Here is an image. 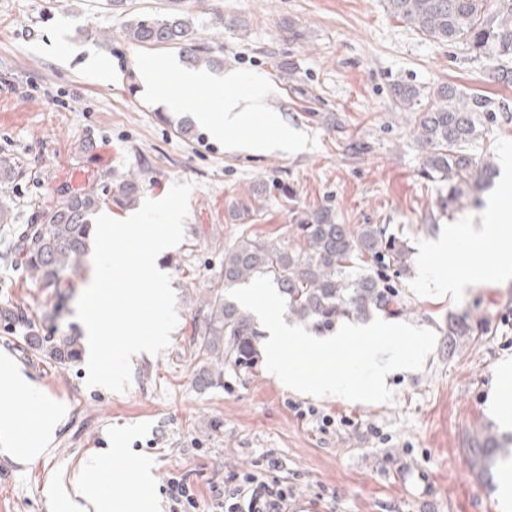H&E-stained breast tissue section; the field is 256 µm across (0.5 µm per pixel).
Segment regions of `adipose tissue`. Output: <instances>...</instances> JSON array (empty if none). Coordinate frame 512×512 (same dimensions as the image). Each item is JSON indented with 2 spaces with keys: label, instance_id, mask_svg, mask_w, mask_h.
<instances>
[{
  "label": "adipose tissue",
  "instance_id": "obj_1",
  "mask_svg": "<svg viewBox=\"0 0 512 512\" xmlns=\"http://www.w3.org/2000/svg\"><path fill=\"white\" fill-rule=\"evenodd\" d=\"M176 79L188 88V95L173 97L167 84L158 81L153 69L144 67L139 71V81L144 92L162 101L172 110L188 113L191 120L205 129L213 138L226 139L227 149L246 150L257 154L299 149V141L290 136L278 112L266 107L265 101L272 94L273 88L262 76L244 73L237 69L225 70L224 74L219 76L207 71L181 67L177 70ZM196 88L221 91L223 99L220 106L216 108L200 106L197 97L192 94L193 89ZM256 123L263 125V135L245 136V129ZM232 130L242 131V138L227 140L226 135ZM510 277H512V258L506 256L499 260L495 268L472 264L453 277L448 276L442 269H434L429 283L433 287L453 291L466 283H480L491 278ZM41 410L44 415V425L36 439L20 438L9 424L0 422V442L10 446L12 452L20 457L43 454V444L53 434L64 410L61 405L49 399L42 400ZM104 469V462L92 457L85 460L73 472L69 484H48L43 495L53 512H81L67 492L68 486L71 485L80 490L82 497L91 503L94 512H113L111 496L102 493L100 488L101 473Z\"/></svg>",
  "mask_w": 512,
  "mask_h": 512
}]
</instances>
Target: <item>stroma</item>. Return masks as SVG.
Wrapping results in <instances>:
<instances>
[{
	"instance_id": "35a3bbf8",
	"label": "stroma",
	"mask_w": 512,
	"mask_h": 512,
	"mask_svg": "<svg viewBox=\"0 0 512 512\" xmlns=\"http://www.w3.org/2000/svg\"><path fill=\"white\" fill-rule=\"evenodd\" d=\"M174 11L225 66L268 79L269 103L299 150L229 151L203 129L179 133L188 114L147 97L138 79L141 59L154 57L170 81L179 50L124 36L132 17ZM91 53L111 65V82L85 68ZM397 80L453 83L512 106V86L488 83L479 62L416 35L383 0H0V196L11 207L0 245L62 197L90 186L111 197L130 173L144 200L194 185L185 238L158 259L178 324L166 349L132 357L127 391L87 386L83 361L45 359L0 324V353L67 412L41 456L0 448V512H47L45 485L69 480L89 456L116 470L145 459L141 492L156 512H168L175 475L196 490V512H220L210 486L265 471L271 456L281 463L275 478L295 492L290 512H497L498 473L481 477L466 450L491 436L512 454V429L488 407L499 364L512 360V280L432 288L423 254L442 235L476 233L497 187H465L452 204L447 188L419 177L415 115L393 101ZM258 185L263 210L251 231L294 241L301 216L327 207L340 223L386 224L407 240V269L391 277L406 306L400 319L433 329L437 343L422 370L386 376L394 402L304 395L262 365L225 372L220 388L197 386L199 303L223 274L225 247L247 229L228 220L230 204ZM92 277L87 262L67 271L65 287L46 288L0 259V309L23 310L46 337L82 336L76 301Z\"/></svg>"
}]
</instances>
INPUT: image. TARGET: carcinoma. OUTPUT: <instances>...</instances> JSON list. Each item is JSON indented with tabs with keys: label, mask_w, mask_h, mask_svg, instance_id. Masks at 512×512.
<instances>
[{
	"label": "carcinoma",
	"mask_w": 512,
	"mask_h": 512,
	"mask_svg": "<svg viewBox=\"0 0 512 512\" xmlns=\"http://www.w3.org/2000/svg\"><path fill=\"white\" fill-rule=\"evenodd\" d=\"M387 12L417 35L434 42L463 46L482 63L489 80L512 85V0H385ZM125 37L150 47L178 48L195 66L221 65L197 41L188 17L180 13L138 16L125 25ZM396 105L416 114V140L423 149L421 174L448 185L454 201L461 185H483L496 172L491 161H478L469 146L494 134L498 113L507 108L495 99L441 83L425 92L402 81L391 85ZM142 179L126 176L117 201L130 204L141 192ZM262 191L231 205L229 219L251 224L260 212ZM105 198L91 187L65 197L27 225L21 237L8 244L3 257H13L46 288H59L62 273L79 269L91 236V216ZM301 239L294 245L277 237L249 233L224 249V275L207 289L199 305L192 344L199 360L197 385L203 389L224 385V371L248 373L261 363L260 332L255 316L228 297V292L260 275L269 276L293 319L326 330L339 318L363 317L372 312L400 315L405 309L387 271L406 269L408 243L387 234L379 224H362L352 231L323 207L300 219ZM25 332L33 349L58 364L74 362L81 350L78 339L48 340L19 310L0 316ZM470 462L486 470L490 449H470Z\"/></svg>",
	"instance_id": "cac0c4a2"
}]
</instances>
